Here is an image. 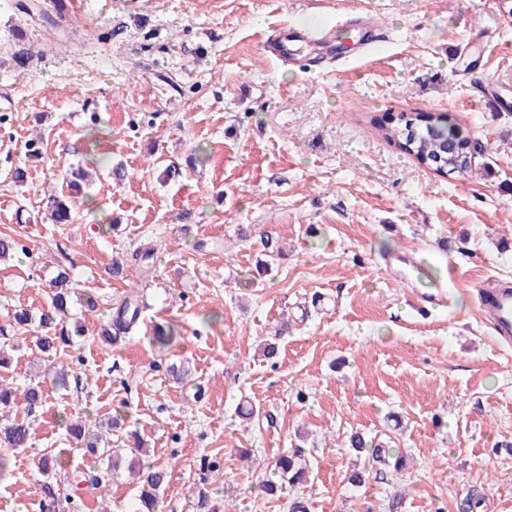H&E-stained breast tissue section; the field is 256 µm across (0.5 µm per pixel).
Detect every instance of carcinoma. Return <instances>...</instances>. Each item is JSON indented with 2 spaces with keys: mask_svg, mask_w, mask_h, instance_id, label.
<instances>
[{
  "mask_svg": "<svg viewBox=\"0 0 512 512\" xmlns=\"http://www.w3.org/2000/svg\"><path fill=\"white\" fill-rule=\"evenodd\" d=\"M378 135L393 143L403 153L414 157L419 163L435 169L441 174L457 173L467 175L471 170V152L467 142L458 138L454 127L442 114H419L414 118L399 116L398 121L390 126L378 129ZM48 208L52 220L64 224L71 218L68 196H52L48 200ZM75 290L73 276L69 269L61 266L53 280L50 310L39 317L40 332L36 336L38 349L46 356L57 355L59 345L70 348L84 336L83 327L76 325L73 334L65 333L61 327L62 315L67 312L68 301ZM135 300L123 302L111 319L103 325L99 332L105 341L113 343L120 335L134 327L138 309ZM177 339L176 327L170 323L157 325L153 329L150 340L165 350ZM43 399L40 385L32 384L23 391L11 386L5 379H0V480L4 479L10 468V452L27 446L31 436V416L33 408ZM103 436L94 435L86 443V452L92 465L86 472H76L69 480L72 491H78L85 483L98 490L107 484L109 469L117 468L122 461V448L107 444L99 446ZM350 448L358 453H369L372 462L393 468L399 472L405 467L404 459L392 453L387 444L376 443L367 439L361 432L349 437ZM66 449L54 448L42 458L41 467L46 475L40 499L41 512H50V507L61 497V487L53 479L57 466L60 465ZM309 471L305 456L299 452L282 454L274 462L267 479L261 481L263 492L272 495L285 484L294 486L308 481ZM166 474L162 469L147 468L137 472L139 494L137 495L136 512H157L159 493L165 483Z\"/></svg>",
  "mask_w": 512,
  "mask_h": 512,
  "instance_id": "obj_1",
  "label": "carcinoma"
}]
</instances>
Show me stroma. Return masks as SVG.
<instances>
[{"label": "stroma", "instance_id": "1", "mask_svg": "<svg viewBox=\"0 0 512 512\" xmlns=\"http://www.w3.org/2000/svg\"><path fill=\"white\" fill-rule=\"evenodd\" d=\"M19 2L0 0V235L21 245L0 260V349L44 401L0 482V512H30L44 449L67 451L58 481L85 467L63 416L116 413L167 472L159 512H195L199 487L212 512H288L297 497L310 512H388L399 491L400 512H469L474 500L477 512H512V453L493 449L512 438V344L476 302L477 286L512 281V0H79L67 15L39 0L53 18L40 25ZM351 9L385 28L363 61L319 65L310 51L293 66L261 48L281 26L343 36ZM473 74L506 88L501 111L477 110ZM419 112L448 115L469 139L468 176L436 173L374 133ZM201 147L208 162L190 165ZM170 165L178 179L164 178ZM79 168L92 183L70 222L52 223L44 193ZM265 231L283 250L272 266ZM153 241L150 277L113 275ZM61 265L77 284L70 315L87 328L83 374L63 388L34 335L9 322L46 307ZM447 280L446 306L412 308ZM132 293L139 329L106 344L101 324ZM163 322L179 328L164 352L149 340ZM272 341L278 355L264 359ZM174 362L191 383L168 377ZM355 431L391 441L405 468L350 485L368 463L345 446ZM298 446L308 484L262 495L274 455ZM216 456L221 468L207 469ZM134 460L58 512H135Z\"/></svg>", "mask_w": 512, "mask_h": 512}]
</instances>
